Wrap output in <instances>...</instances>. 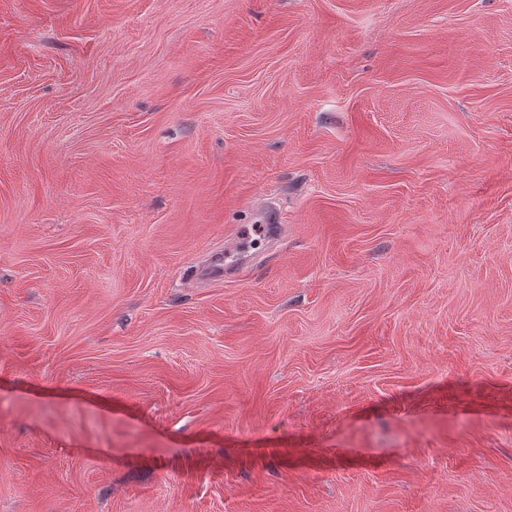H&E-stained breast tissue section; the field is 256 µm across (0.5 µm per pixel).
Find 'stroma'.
I'll list each match as a JSON object with an SVG mask.
<instances>
[{
	"label": "stroma",
	"instance_id": "stroma-1",
	"mask_svg": "<svg viewBox=\"0 0 512 512\" xmlns=\"http://www.w3.org/2000/svg\"><path fill=\"white\" fill-rule=\"evenodd\" d=\"M0 512H512V0H0Z\"/></svg>",
	"mask_w": 512,
	"mask_h": 512
}]
</instances>
